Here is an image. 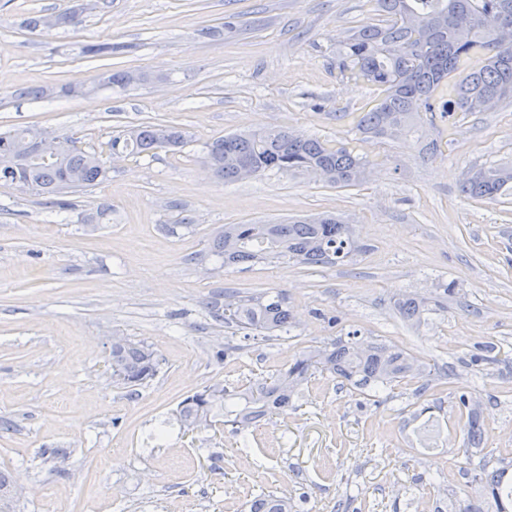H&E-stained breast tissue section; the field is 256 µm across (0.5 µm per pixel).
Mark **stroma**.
<instances>
[{"instance_id":"obj_1","label":"stroma","mask_w":512,"mask_h":512,"mask_svg":"<svg viewBox=\"0 0 512 512\" xmlns=\"http://www.w3.org/2000/svg\"><path fill=\"white\" fill-rule=\"evenodd\" d=\"M81 27L51 37L24 27L59 0H0V131L36 124L104 153L114 130L161 123L187 129L182 152L113 161L110 180L58 213L46 197L0 182V470L22 491L18 512H247L286 493L297 512H450L482 506L455 406L465 385L483 408V452L512 461V202L474 200L467 170L512 163V100L439 121V148L411 134L364 139L357 118L378 90L336 67L355 27L378 22L376 0H92ZM124 46L113 68L149 83L88 97L21 99L47 83L86 81L106 63L82 44ZM290 126L367 155V178L335 187L298 173L227 183L200 162L206 142ZM108 204L112 221L80 215ZM343 214L366 248L353 261L279 260L218 275L194 262L214 228L303 214ZM456 295L444 296L447 285ZM234 289L283 291L296 319L275 336L210 319L208 298ZM439 297L416 329L400 295ZM360 331L422 357L443 384L418 380L362 393L315 374L287 414L246 432L221 426L181 435L170 416L220 384L241 390L287 369L303 351ZM158 351V374L116 382L107 339ZM429 416L413 417L415 405ZM69 448L74 479L39 455Z\"/></svg>"}]
</instances>
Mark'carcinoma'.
<instances>
[{
  "label": "carcinoma",
  "instance_id": "cac0c4a2",
  "mask_svg": "<svg viewBox=\"0 0 512 512\" xmlns=\"http://www.w3.org/2000/svg\"><path fill=\"white\" fill-rule=\"evenodd\" d=\"M383 19L352 30L336 49V67L355 80L382 90V96L361 113L357 127L375 138H398L424 126L436 128V113L450 117L455 112H486L512 97V46L504 45L496 29L502 15L512 19V0H376ZM49 17L59 27H78L83 13L64 3L46 15L27 22L36 29ZM109 42L90 44L81 54L110 59ZM480 54L485 64L468 71L470 59ZM131 71L110 67L88 82L60 87L42 85L21 89L17 95L41 99L56 92L67 96L85 95L100 87L128 88ZM460 79H455V76ZM38 133L36 126H17L0 132V182L15 185L55 199L62 207L65 197L82 193L109 178V169L95 151L76 145L67 134L58 138L65 149L53 159L22 158L20 151ZM190 143L182 127L144 123L121 130L108 142L110 154H154L159 150L180 152ZM205 166L215 178L240 180V169L248 166L253 176L267 171L319 174L325 182L339 187L355 186L369 165L364 156L345 147H334L300 131L282 126L261 132L219 136L205 145ZM461 192L473 199L512 197V166H481L462 179ZM112 210L99 206L85 213L83 224H106ZM351 225L333 213L322 212L287 222L268 224H225L211 234L210 255L219 267L239 263H261L288 258L298 264L336 265L361 254ZM438 301L407 294L396 306L403 320L420 325L429 306ZM205 308L216 322L265 333L288 332L291 314L288 297L276 294L224 292V301H208ZM112 363L125 374L122 384L141 385L153 378L160 365L153 346L125 338L112 349ZM328 372L354 389L377 392L404 379L431 376V369L399 345L376 339L358 342L355 336L307 350L288 369L257 387L230 394L220 386L197 392L181 402L177 421L183 432L207 428L206 417L224 415L225 422L242 431L258 418L283 415L292 406L295 393L316 372ZM458 396V411L466 415L463 431L472 448L483 443L481 406ZM41 456L53 464L63 478L72 475L71 452L67 448H44ZM475 480L493 512H512V462L482 458L475 467ZM287 494H263L253 500L249 512H293Z\"/></svg>",
  "mask_w": 512,
  "mask_h": 512
}]
</instances>
